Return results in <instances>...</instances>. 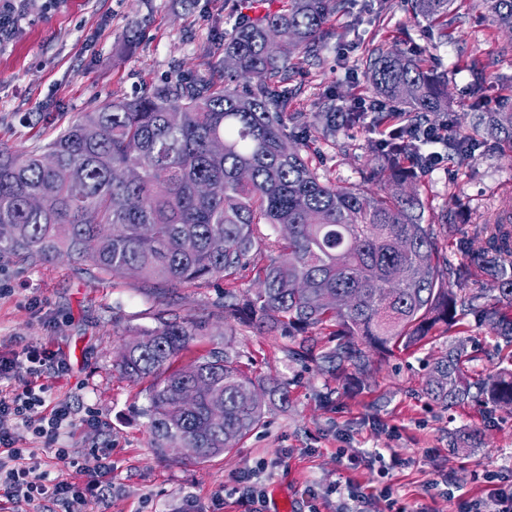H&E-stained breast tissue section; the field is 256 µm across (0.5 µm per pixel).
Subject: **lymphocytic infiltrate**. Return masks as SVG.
Segmentation results:
<instances>
[{
    "label": "lymphocytic infiltrate",
    "instance_id": "f902f5d3",
    "mask_svg": "<svg viewBox=\"0 0 512 512\" xmlns=\"http://www.w3.org/2000/svg\"><path fill=\"white\" fill-rule=\"evenodd\" d=\"M66 360L43 344H26L21 351L0 355V494L6 499H23L36 504L57 502L65 512H85L88 504L109 496L111 484L102 480L112 464L107 454L96 453L85 460L81 470L88 480L83 484L58 485L30 480L31 467L37 466L38 451L15 444L11 423L31 429L45 446L54 448L57 459L66 461L70 451L58 447L63 431L74 425L71 407L52 399L54 389L67 375Z\"/></svg>",
    "mask_w": 512,
    "mask_h": 512
}]
</instances>
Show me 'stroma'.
<instances>
[{"mask_svg":"<svg viewBox=\"0 0 512 512\" xmlns=\"http://www.w3.org/2000/svg\"><path fill=\"white\" fill-rule=\"evenodd\" d=\"M17 22L0 43V145L43 149L80 115L131 98L162 81L219 77L224 34L241 22L245 0H14ZM456 22L447 39L416 23L404 0H347L330 21L332 35L319 55L295 68L289 130L311 147L321 179L377 189L384 159L370 120L337 127L335 135L309 126L326 98L337 111L369 96L363 62L376 47L409 46L448 77L449 117L468 126L475 108H512V34L497 28L485 0H456ZM494 83L478 82L481 72ZM413 189L428 222L447 231L438 247L474 294L497 295L481 268L485 248L478 224L493 210H512V149L481 137L464 159L450 155L427 172H415ZM468 243L467 251L456 248ZM223 283L189 285L154 295L140 280L94 278L84 262L62 258L33 266L0 254V354L42 343L58 351L70 370L56 388L69 402L75 427L62 442L71 458L42 455L33 481L85 482L79 462L94 448L110 451V497L90 512H177L192 497L197 512H249L241 476L265 495L285 493L290 512H353V495L366 512H461L469 502L488 503L493 488H512V406L496 407L474 396L443 407L424 392L428 364L451 342L465 340L469 373L481 380L512 369V344L490 334L469 312L446 334L417 347L374 356L366 374L335 377L316 359L297 356L301 341L315 351L334 346L324 332L307 338L235 325L220 337L224 318L215 301ZM173 309L205 320L213 334L179 357L187 363L204 350L229 346L245 369L263 380L287 382V405L267 409L263 424L234 449L206 462L158 456L145 418L149 381L120 374L122 345L159 311ZM95 412L101 428L84 425ZM363 455L346 469L339 449ZM497 473L495 484L479 473ZM316 499H309V491Z\"/></svg>","mask_w":512,"mask_h":512,"instance_id":"obj_1","label":"stroma"}]
</instances>
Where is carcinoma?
I'll return each instance as SVG.
<instances>
[{
  "label": "carcinoma",
  "mask_w": 512,
  "mask_h": 512,
  "mask_svg": "<svg viewBox=\"0 0 512 512\" xmlns=\"http://www.w3.org/2000/svg\"><path fill=\"white\" fill-rule=\"evenodd\" d=\"M416 21L448 37L455 0H405ZM500 29L512 34V0H488ZM345 0H286L224 36V82L182 79L153 86L131 99L109 102L61 130L43 150L0 147V252L32 264L67 254L90 263L97 276H139L157 293L185 285H229L215 306L224 323L255 324L290 336L331 329L336 344L317 355L327 371L365 374L370 353L414 346L436 326L459 322L463 304L478 299L440 258L433 225L404 186L427 155L404 148L422 132L418 121L448 113V86L409 48L373 50L364 75L373 93L406 114L402 139L384 145L385 185L378 191L323 181L311 168L307 145L287 133L289 71L327 45L330 18ZM272 39L279 52L268 50ZM255 75L261 79L255 83ZM177 112L179 123L169 121ZM336 104L311 123L336 132ZM476 132L512 145V109L483 112ZM135 169L139 178L125 172ZM497 211L480 231L485 261L498 284L481 320L512 342V219ZM276 235L261 241L253 226ZM277 254L265 265L262 250ZM251 268L258 285L241 296L230 288ZM344 294L353 303L327 307L323 297ZM189 315L161 313L155 325L123 344L118 362L133 380L150 378L147 419L151 447L197 448L205 462L240 443L262 422L267 407L288 403V384L260 386L229 347L212 348L180 368L171 365L190 344L209 336ZM200 388L192 408L180 393ZM466 344L458 340L433 359L425 393L443 407L472 397ZM481 394L512 404V372L488 376ZM224 404L215 418L213 397Z\"/></svg>",
  "instance_id": "obj_1"
}]
</instances>
